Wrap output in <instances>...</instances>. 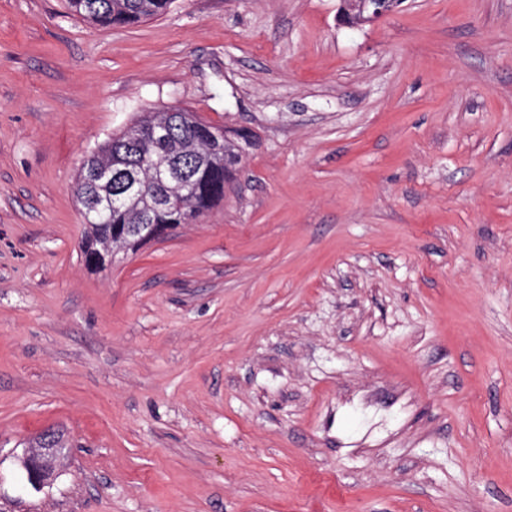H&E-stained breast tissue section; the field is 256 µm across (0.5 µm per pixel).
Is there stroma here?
Instances as JSON below:
<instances>
[{
    "instance_id": "35a3bbf8",
    "label": "stroma",
    "mask_w": 512,
    "mask_h": 512,
    "mask_svg": "<svg viewBox=\"0 0 512 512\" xmlns=\"http://www.w3.org/2000/svg\"><path fill=\"white\" fill-rule=\"evenodd\" d=\"M338 6L0 0V512H512V0ZM168 108L248 133L224 199L89 269L83 161ZM70 9L99 27L133 26L164 15L174 0H68ZM350 3L358 2L361 9H367L370 14L365 22L371 23L392 12L402 2L401 0H342ZM54 430L53 439L50 442L57 448H47L45 436L41 433L25 445L24 463L26 464V482L20 483V489L24 492L30 490H42L52 479L55 472H52L51 463L57 459L58 448H68L64 433Z\"/></svg>"
}]
</instances>
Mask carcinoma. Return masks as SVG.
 I'll list each match as a JSON object with an SVG mask.
<instances>
[{"label":"carcinoma","mask_w":512,"mask_h":512,"mask_svg":"<svg viewBox=\"0 0 512 512\" xmlns=\"http://www.w3.org/2000/svg\"><path fill=\"white\" fill-rule=\"evenodd\" d=\"M174 0H68L70 9L83 19L103 28L133 26L164 15ZM153 120L169 126L172 138L162 146L147 138L135 142L127 140V131L112 135L108 143H117V149H102L93 157V162L109 166L115 162L139 169L142 185L135 196L126 198L118 210L109 209L101 216L92 215L86 223L81 253L84 259L102 254L113 261L119 254L133 251L147 242L140 234L129 229L142 212L148 211L157 235L177 229L184 224H193L224 199L219 184H228L237 166L233 146L225 141L211 140L217 127L206 122L193 112L169 109L152 113ZM179 161L195 170L199 189L191 194L179 190L172 181L160 189L154 181L157 169ZM165 193L168 201L162 207L154 206L159 193ZM81 213L87 214L94 206L99 194H112V186L96 188L79 176L75 190ZM51 444L67 447L64 433L54 431L51 442L40 434L28 442L30 448H44Z\"/></svg>","instance_id":"1"}]
</instances>
